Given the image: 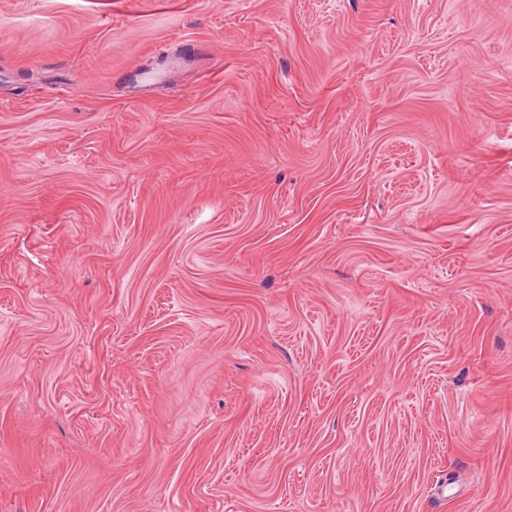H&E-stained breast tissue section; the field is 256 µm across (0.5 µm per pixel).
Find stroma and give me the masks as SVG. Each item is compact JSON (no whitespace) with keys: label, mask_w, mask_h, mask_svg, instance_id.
<instances>
[{"label":"stroma","mask_w":512,"mask_h":512,"mask_svg":"<svg viewBox=\"0 0 512 512\" xmlns=\"http://www.w3.org/2000/svg\"><path fill=\"white\" fill-rule=\"evenodd\" d=\"M0 512H512V0H0Z\"/></svg>","instance_id":"obj_1"}]
</instances>
